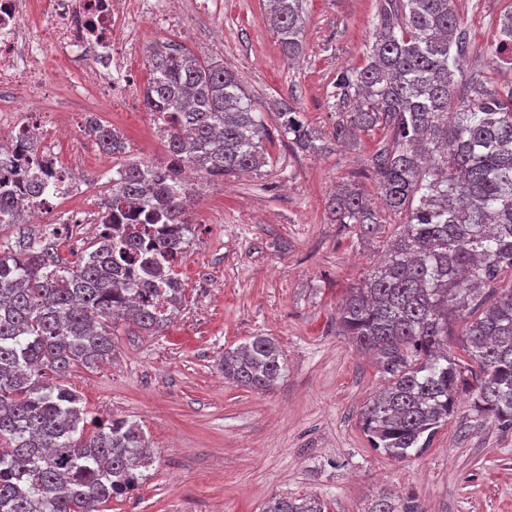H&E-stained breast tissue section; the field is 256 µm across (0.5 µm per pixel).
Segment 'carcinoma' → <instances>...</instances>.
I'll use <instances>...</instances> for the list:
<instances>
[{
	"instance_id": "cac0c4a2",
	"label": "carcinoma",
	"mask_w": 512,
	"mask_h": 512,
	"mask_svg": "<svg viewBox=\"0 0 512 512\" xmlns=\"http://www.w3.org/2000/svg\"><path fill=\"white\" fill-rule=\"evenodd\" d=\"M266 21L285 55L303 49V0H268ZM498 56L512 53V12L500 20ZM467 37L454 0H379L366 64L340 69L331 97L347 107L330 134L311 127L285 99L274 104L295 152L322 153L362 133L383 130L391 147L370 160L382 210L359 181L333 192L328 217L370 237L382 212L406 213L386 258L348 289L337 326L372 351L388 385L361 413L371 447L404 459L428 448L454 411L458 393L475 410L512 427V289L490 305L500 275L512 269V90L462 80ZM146 112L161 125L171 162L164 176L150 162L117 169L103 202L96 247L71 262L53 224L35 230L25 204L0 181V227L15 230L0 248V512H105L146 479L149 440L131 419H87L81 397L64 383L75 365L112 357L116 315L157 333L170 316L148 300L169 285L174 308L185 286L174 267L191 240L194 192L181 187L188 167L212 181L255 174L267 165V129L257 102L218 59L200 58L169 40L149 48ZM100 150L120 153L115 129L90 126ZM32 174L28 203L46 193ZM141 261L155 281L134 284L125 266ZM464 321L448 355L452 324ZM224 379L259 394L288 373L269 336L224 351ZM317 496H279L264 512H327ZM368 512H425L381 493Z\"/></svg>"
}]
</instances>
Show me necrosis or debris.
Masks as SVG:
<instances>
[{
  "label": "necrosis or debris",
  "mask_w": 512,
  "mask_h": 512,
  "mask_svg": "<svg viewBox=\"0 0 512 512\" xmlns=\"http://www.w3.org/2000/svg\"><path fill=\"white\" fill-rule=\"evenodd\" d=\"M153 18L143 19L132 0H0V90L19 95L30 123L4 125L19 137L11 154L18 166L36 162L58 197L79 199L67 223L81 224L97 211L72 167L61 163L50 140L69 134L70 124L45 109L43 100L63 86L69 100H81L90 87L111 102H135L138 79L129 69L133 50L149 28L171 17L173 0H156Z\"/></svg>",
  "instance_id": "necrosis-or-debris-1"
}]
</instances>
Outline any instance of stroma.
I'll return each instance as SVG.
<instances>
[{"label":"stroma","mask_w":512,"mask_h":512,"mask_svg":"<svg viewBox=\"0 0 512 512\" xmlns=\"http://www.w3.org/2000/svg\"><path fill=\"white\" fill-rule=\"evenodd\" d=\"M265 0H183L152 40L172 39L201 57L222 58L266 112L269 163L261 174L210 183L190 209L192 239L177 270L185 300L171 323L151 334L119 322L115 354L97 367L70 369L67 382L90 416L142 425L154 452L149 477L106 512H262L276 495H316L328 512H366L385 492L424 512H512V429L477 413L460 395L421 455L396 460L371 448L363 405L386 383L375 355L336 330L337 305L376 262L405 218L385 216L377 234L330 223L335 184L363 181L385 132L351 147L293 155L267 109L291 99L306 122L330 131V96L339 69L365 64L378 0H305L304 51L288 64L262 20ZM468 50L464 78L512 85V63L494 57L499 19L512 0H454ZM126 153L81 150L80 113L60 160L82 152L89 189L109 195L105 169L159 162L163 141L145 110L101 107ZM273 337L288 362L278 387L259 394L225 381L218 362L250 337Z\"/></svg>","instance_id":"1"}]
</instances>
